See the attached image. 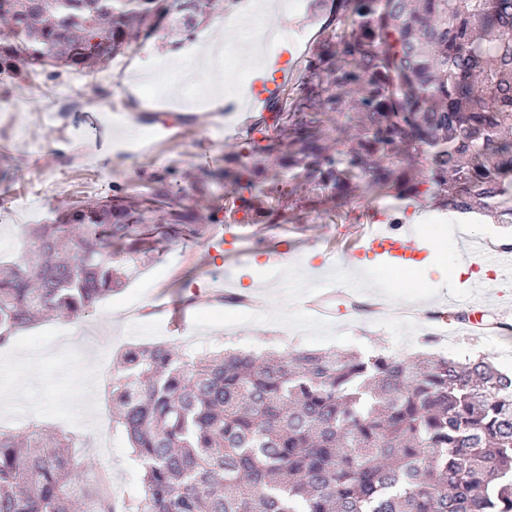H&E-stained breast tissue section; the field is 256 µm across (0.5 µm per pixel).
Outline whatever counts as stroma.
<instances>
[{
	"label": "stroma",
	"instance_id": "stroma-1",
	"mask_svg": "<svg viewBox=\"0 0 512 512\" xmlns=\"http://www.w3.org/2000/svg\"><path fill=\"white\" fill-rule=\"evenodd\" d=\"M336 0H304L281 20L288 37L271 49V56H289L295 80L303 82L306 66L324 38ZM173 42L166 32L120 54L113 65L75 72L49 67L23 81L21 87L0 88L16 109L0 112V167L12 173L0 183V256L13 257L27 244L29 225L52 223L63 202L95 198L122 188L125 194L147 195L155 174L169 172L177 193L174 203L191 206L197 195L194 174L222 166L247 134L257 112H235L224 121V136L216 138L195 88L185 90V101H171L163 90H141L139 98L126 92L140 82L130 63L140 58L152 66L164 63ZM153 102L137 110L138 100ZM150 127L152 140L139 132ZM429 212L428 223L417 232L425 260L391 276L390 264L371 265L369 275L384 284L389 300L409 301L423 295L432 307L421 308L414 322L381 324L368 305V296L348 291L339 279L347 259L343 251L365 224L390 217L409 223L414 211ZM464 236H452L443 212L428 197L397 200L368 194L352 199L339 216L324 214L311 203L288 212L281 224H264L254 215L237 214L224 227V247L218 257L209 254L207 233L194 242L170 238L157 245L154 261L132 271L128 280L104 300L92 317L81 320L48 318L20 333L12 347L0 349V426L23 431L21 417L37 424L61 426L86 437L77 460L98 463L112 475V491L122 495L135 486L134 465L126 439L112 429V402L108 394L110 371L125 346L165 342L181 348L190 340L202 350H250L301 346L323 352L354 351L365 356L389 352L405 359L418 354L465 360L487 355L496 364L512 357V287L501 302L480 297L494 332L471 334L454 328L444 317L448 300L468 299L459 283V254ZM298 264L315 269L311 285L328 284L332 293L322 312H309L304 294L287 288L274 291L268 311L259 304L240 306L217 300L203 285L215 274L231 277L237 293L251 297L254 285L266 281L265 265L272 249ZM210 313L236 316V335L222 325L204 328ZM182 317L183 328L172 326ZM437 332L433 342L424 336Z\"/></svg>",
	"mask_w": 512,
	"mask_h": 512
}]
</instances>
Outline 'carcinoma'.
I'll use <instances>...</instances> for the list:
<instances>
[{
	"mask_svg": "<svg viewBox=\"0 0 512 512\" xmlns=\"http://www.w3.org/2000/svg\"><path fill=\"white\" fill-rule=\"evenodd\" d=\"M216 0H0V75L104 65L165 30L194 34ZM289 112L257 120L222 172L224 219L278 224L305 201L332 212L365 192L431 196L512 224V0H339ZM150 199L64 203L0 261V349L54 314L81 319L173 236L214 213ZM112 427L138 468L116 498L78 469L83 437L0 427V512H512V373L484 357L292 349L199 357L126 349Z\"/></svg>",
	"mask_w": 512,
	"mask_h": 512,
	"instance_id": "1",
	"label": "carcinoma"
}]
</instances>
